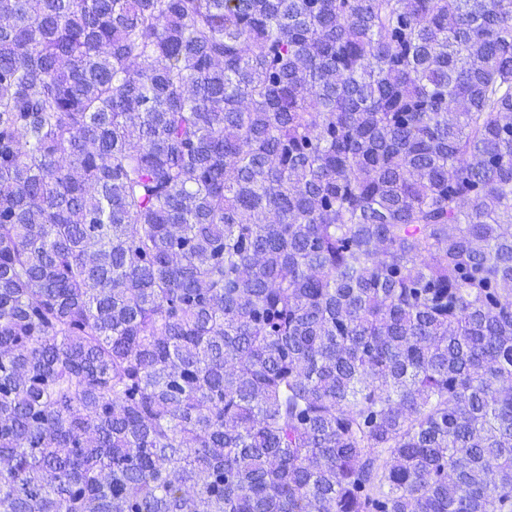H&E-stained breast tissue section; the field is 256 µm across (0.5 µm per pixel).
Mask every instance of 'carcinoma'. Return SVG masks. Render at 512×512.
Here are the masks:
<instances>
[{
    "label": "carcinoma",
    "instance_id": "1",
    "mask_svg": "<svg viewBox=\"0 0 512 512\" xmlns=\"http://www.w3.org/2000/svg\"><path fill=\"white\" fill-rule=\"evenodd\" d=\"M0 512H512V0H0Z\"/></svg>",
    "mask_w": 512,
    "mask_h": 512
}]
</instances>
